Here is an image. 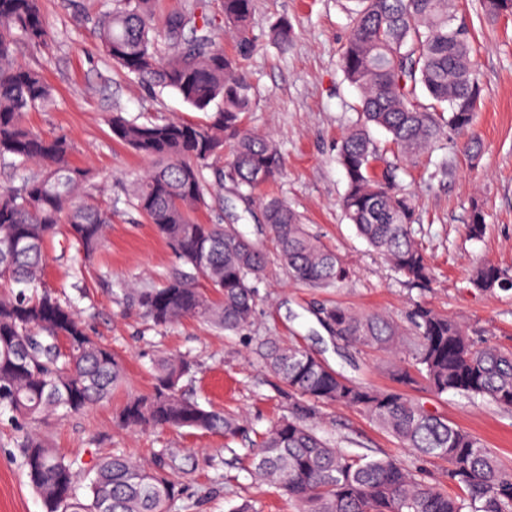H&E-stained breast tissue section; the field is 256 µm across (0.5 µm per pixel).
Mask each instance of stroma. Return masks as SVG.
I'll return each mask as SVG.
<instances>
[{
  "label": "stroma",
  "mask_w": 512,
  "mask_h": 512,
  "mask_svg": "<svg viewBox=\"0 0 512 512\" xmlns=\"http://www.w3.org/2000/svg\"><path fill=\"white\" fill-rule=\"evenodd\" d=\"M110 3L40 0L56 41L45 50L22 45L16 52L17 63L37 70L54 97L48 109L28 113V124L44 133H65L73 145L71 160L87 172L91 192L112 207L105 246L94 265L81 268L75 249L56 238L46 248L44 284L74 299L95 335L126 366L123 383L108 400L70 418H49L39 430L85 469L115 452L142 463L165 448L190 457L192 465L179 477L183 492L172 512H230L247 500L261 512H297L285 492L255 476L251 464L253 443L286 410L275 378L264 372L256 353L263 339L297 343L352 381L383 388L390 384L391 366L410 364L408 348L395 356L376 350L357 353L331 337L314 310L323 303L340 304L357 313H382L406 328L413 302L421 299L468 326L476 346L512 348V290L489 294L467 285L481 263L512 269V20L488 19L480 0H459V14L477 36L483 88L473 123L466 132L449 134L447 150L434 152L431 163H419L399 177L400 188L417 204L420 221L413 227L414 238L435 268V281L421 290L369 248L339 206L346 178L336 162L337 144L355 120L359 102L338 64L351 30L346 0H254L255 34L267 32L285 16L295 42L284 53L261 41L244 63L256 98L244 125L275 139L284 171L255 191L253 215L238 227L270 244L267 226L254 216L261 211V199H284L351 273L341 285L313 288L294 283L277 258H270L257 285L250 326L227 335L193 320L157 329L124 302L129 288L160 285L181 262L153 224L128 206L129 183L150 162L113 140L105 117L116 108L144 119L163 115L198 121L202 115L176 95H155L97 49L94 19ZM472 136L482 144L474 159L464 152ZM476 203L485 209L486 228L481 238L473 239L465 226ZM164 353L194 361L185 390L202 404L246 416V438L228 443L222 436L188 429L126 430L116 425L117 409L129 395L149 390L153 364ZM412 396L426 410L480 438L505 466H512V409L481 398L439 396L424 386ZM317 430L346 451L388 455L404 466L420 465L434 478L445 468L441 462L416 459L349 408L325 410ZM10 435L6 417L0 416V512H44L13 449L6 446Z\"/></svg>",
  "instance_id": "obj_1"
}]
</instances>
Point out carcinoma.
I'll use <instances>...</instances> for the list:
<instances>
[{
    "label": "carcinoma",
    "mask_w": 512,
    "mask_h": 512,
    "mask_svg": "<svg viewBox=\"0 0 512 512\" xmlns=\"http://www.w3.org/2000/svg\"><path fill=\"white\" fill-rule=\"evenodd\" d=\"M350 2L352 31L339 62L359 92L360 108L338 147L347 180L341 206L370 248L426 288L433 272L413 237L416 206L396 190V172L434 149L446 131L471 125L481 97L472 32L456 22L458 0ZM253 8V0H221L224 28L235 39L233 54L212 34L214 20L199 0H184L166 14L158 0H112L94 23L99 47L127 74L204 113L196 122H140L121 112L107 118L119 142L153 161L131 182L128 205L186 266L159 287L126 294L158 328L192 318L236 335L255 313L257 284L266 271L260 244L234 224L195 219L209 185H227L249 203L252 192L282 170L274 139L243 126L254 101L242 71L257 46ZM481 8L492 19L512 17V0H481ZM269 38L288 50L294 40L288 19H280ZM54 40L39 0H0V163L38 167L19 186L0 188V266L9 269L0 275V413H10L9 445L18 450L45 512H169L182 494L178 473L185 459L179 455L163 449L145 467L114 454L100 459L90 475L37 430L50 416L77 415L104 401L125 375L122 360L90 333L74 302L43 286L48 242L63 234L89 262L112 223V209L87 192V173L71 165L68 137L26 123L27 113L47 107L52 94L36 70L16 62V49H46ZM374 128L389 135L395 150L396 162L382 169ZM262 222L292 280L325 288L347 279L343 259L309 232L288 203L265 200ZM484 225L483 208L473 206L467 233L478 238ZM469 284L486 293L510 290L512 272L486 263ZM316 313L332 337L359 348L391 353L403 336L400 325L380 313L358 314L341 305H322ZM411 324L412 364L393 369L388 389L353 383L316 355L274 337L259 346L288 410L257 444L252 466L258 478L285 491L299 512H512V470L480 439L409 394L423 381L437 395L488 398L512 408V351L474 347L466 326L421 300L413 303ZM193 369L186 357H161L152 389L130 397L118 422L130 429L219 433L227 440L245 435L246 420L186 395L182 382ZM335 406L365 414L402 447L447 463L445 483L428 480L419 466L347 453L329 443L314 423L323 408Z\"/></svg>",
    "instance_id": "obj_1"
}]
</instances>
